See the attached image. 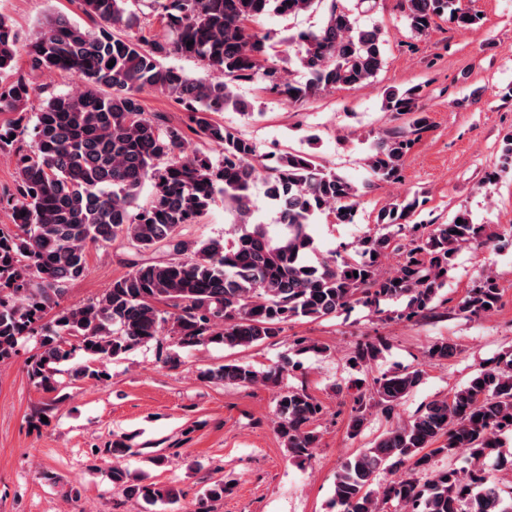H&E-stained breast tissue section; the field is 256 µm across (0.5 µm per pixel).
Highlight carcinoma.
<instances>
[{
    "instance_id": "cac0c4a2",
    "label": "carcinoma",
    "mask_w": 512,
    "mask_h": 512,
    "mask_svg": "<svg viewBox=\"0 0 512 512\" xmlns=\"http://www.w3.org/2000/svg\"><path fill=\"white\" fill-rule=\"evenodd\" d=\"M405 19L415 37L426 35L435 19L449 17L464 29L478 24V11L463 0H404ZM96 26L86 30L58 15L26 45L29 71H65L78 76L83 90L46 98L38 112H25L37 96L26 74L15 70L20 42L11 19L0 14V113L18 114L0 127V150L10 148L17 170L13 189L0 194V210L12 223L0 225V363L10 360L26 335L39 334L29 357V379L56 390L58 366L81 351L86 362L71 372L76 381L106 379L105 364L163 337L180 349L218 344L249 348L281 335L299 319L335 318L357 304L383 314L381 303L403 301L395 318L415 321L433 309L448 282L456 253L464 246H485L494 237L460 211L448 224H412L420 206L414 196L383 206L376 223L386 229L362 239L353 256L330 255L316 262L309 233L321 216L351 224L357 214L358 188L342 173L304 151L271 157L240 132L211 119L232 107L249 111L235 88L259 82L262 89L301 103L321 91L363 84L381 70L384 29L361 27L342 0H81ZM159 22L163 34L124 38L119 31L138 23L141 7ZM324 8L322 24L280 41L254 23L274 13L297 17ZM192 45H187V42ZM296 43L295 54L288 47ZM173 55L189 57L224 73V81L190 77L160 64ZM295 57L307 73L303 83L282 81L278 61ZM107 88L110 93L103 94ZM164 92L188 112L190 130L204 143L218 144L223 159L205 153L184 154L182 125H162L147 116L140 94ZM420 87L389 90L383 109L409 115V128L377 136L365 161L381 181L400 177L404 158L428 127L420 110ZM28 132L32 145H21ZM278 216L277 224L253 218L250 189L258 178ZM150 201L138 204L144 186ZM234 213L230 245L203 241L193 249L181 238L197 224L216 195ZM462 223H457V220ZM409 242L401 243L403 237ZM121 239L138 254L165 250L164 260H133L129 270L98 296L73 306L61 305L69 283L88 272L91 246ZM400 261L392 272L381 268L389 254ZM500 290L486 276L456 304L467 317L497 308ZM51 319H46L47 314ZM380 349L366 344L351 357L364 368ZM457 345L446 339L430 346L431 361L447 360ZM283 368L265 373L227 362L202 373L213 383L278 385ZM421 369H402L373 379L371 389L354 399L348 432L364 429L372 404L391 412L420 385ZM321 405L304 389H285L276 399V429L289 453L309 459L319 435L311 425ZM512 434V358L480 369L448 397L431 400L411 420L396 424L375 444L347 459L336 475L333 504L338 512H380L396 503L401 512H512V486L489 471L509 462L500 437ZM105 454L112 456V487L148 505L173 504L172 487L131 478L121 459L132 454L119 437ZM466 455L470 467L452 461ZM447 460L435 469L432 461ZM406 468L409 476L374 484L382 469ZM229 484L213 482L195 512H211L208 503L224 498Z\"/></svg>"
}]
</instances>
